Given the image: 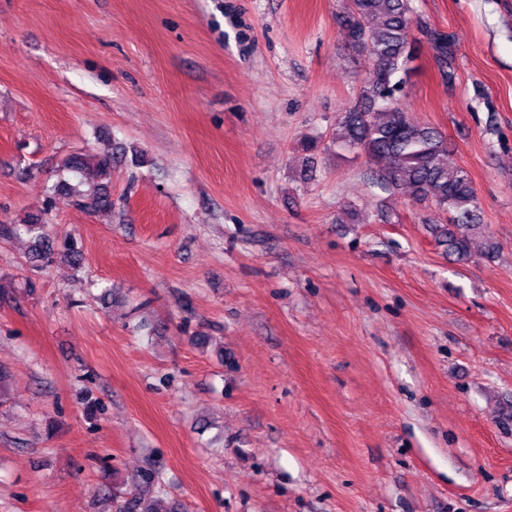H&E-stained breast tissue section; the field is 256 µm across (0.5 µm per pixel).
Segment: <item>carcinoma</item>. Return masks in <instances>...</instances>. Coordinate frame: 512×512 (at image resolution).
<instances>
[{
  "mask_svg": "<svg viewBox=\"0 0 512 512\" xmlns=\"http://www.w3.org/2000/svg\"><path fill=\"white\" fill-rule=\"evenodd\" d=\"M410 0H348L336 24L351 44L366 54L369 77L354 102L340 113L331 142L336 153L362 155L374 167L376 183L388 192L402 190L428 204L425 219L448 260L465 265L475 256L473 240L486 232L478 198L468 172L448 164V142L441 130L416 122L406 112L400 93L415 72L417 41L413 37ZM435 50L443 80H448V40L426 31ZM117 157L81 153L67 157L63 166L88 181L89 190L64 189L73 206L92 213L112 211L105 183L112 180ZM44 214H31L22 224L0 225V236L30 239L28 262L35 269L53 265L57 258L81 267L83 253L74 242L55 244L45 231ZM115 512H155L136 496L116 504Z\"/></svg>",
  "mask_w": 512,
  "mask_h": 512,
  "instance_id": "carcinoma-1",
  "label": "carcinoma"
}]
</instances>
